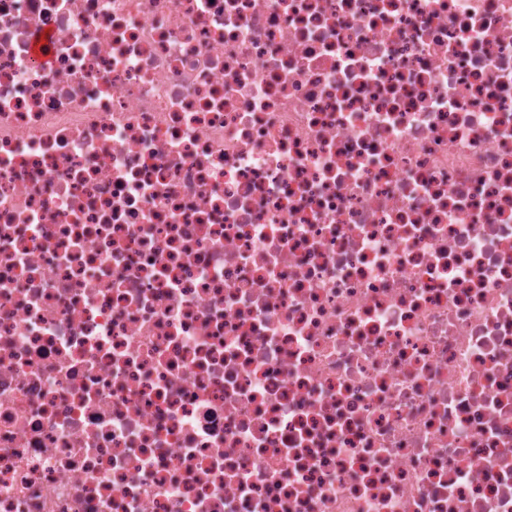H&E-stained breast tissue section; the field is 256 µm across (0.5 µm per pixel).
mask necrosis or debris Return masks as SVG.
<instances>
[{
    "mask_svg": "<svg viewBox=\"0 0 512 512\" xmlns=\"http://www.w3.org/2000/svg\"><path fill=\"white\" fill-rule=\"evenodd\" d=\"M0 512H512V0H0Z\"/></svg>",
    "mask_w": 512,
    "mask_h": 512,
    "instance_id": "obj_1",
    "label": "necrosis or debris"
}]
</instances>
